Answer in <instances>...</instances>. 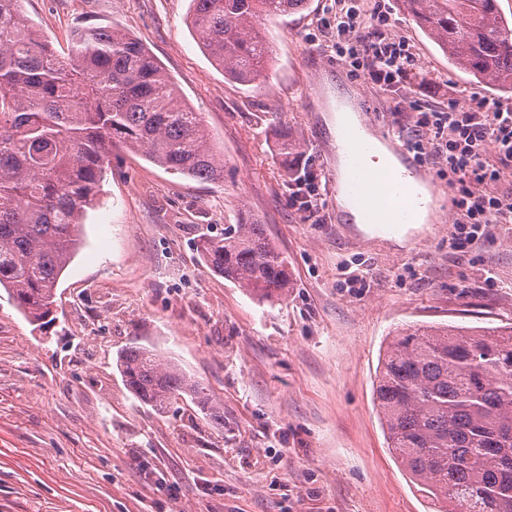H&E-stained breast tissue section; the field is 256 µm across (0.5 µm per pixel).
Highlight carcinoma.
<instances>
[{"mask_svg":"<svg viewBox=\"0 0 512 512\" xmlns=\"http://www.w3.org/2000/svg\"><path fill=\"white\" fill-rule=\"evenodd\" d=\"M307 0H191L201 47L242 84L266 76L272 50L260 18ZM455 67L512 89V26L497 0H401ZM199 180L224 175L201 114L137 39L89 25L61 57L24 0H0V288L38 327L55 321L59 279L80 245L112 146ZM303 142L278 134L283 161ZM209 269L260 300H285L288 260L266 226L240 214L202 238ZM134 398L160 412L189 400L218 431L224 405L199 380L139 345L118 356ZM375 402L388 446L410 479L448 512H512V326L410 325L381 358Z\"/></svg>","mask_w":512,"mask_h":512,"instance_id":"cac0c4a2","label":"carcinoma"}]
</instances>
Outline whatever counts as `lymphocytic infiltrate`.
Returning <instances> with one entry per match:
<instances>
[{"mask_svg":"<svg viewBox=\"0 0 512 512\" xmlns=\"http://www.w3.org/2000/svg\"><path fill=\"white\" fill-rule=\"evenodd\" d=\"M331 23L340 37L360 28L372 32L336 49L355 73L387 89L410 80L415 63L408 44L376 34L387 23L380 10L364 11L360 0H336ZM415 126L418 134L406 144L416 155L447 162L457 221L469 225L468 239L478 238L488 225L512 224V195L494 189L503 169L512 168V106L485 100L452 103L444 112L417 113Z\"/></svg>","mask_w":512,"mask_h":512,"instance_id":"1","label":"lymphocytic infiltrate"}]
</instances>
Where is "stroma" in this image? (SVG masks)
Masks as SVG:
<instances>
[{
    "label": "stroma",
    "instance_id": "1",
    "mask_svg": "<svg viewBox=\"0 0 512 512\" xmlns=\"http://www.w3.org/2000/svg\"><path fill=\"white\" fill-rule=\"evenodd\" d=\"M409 43L413 79L390 91L352 72L324 21L334 0L266 19L269 77L225 76L189 25L190 0H25L59 53L70 34L107 25L140 40L195 111L224 159L198 181L114 146L44 329L0 288V512H433L387 449L373 399L390 333L409 324H512V224L465 249L448 214V165L432 167L437 214L404 234L336 220V102L372 124L512 91L477 82L399 0H363ZM305 143L283 164L275 122ZM313 175L318 212L292 199ZM249 212L288 258L287 299L260 301L201 262L196 243ZM136 343L178 364L224 403L215 430L191 402L140 404L117 366Z\"/></svg>",
    "mask_w": 512,
    "mask_h": 512
}]
</instances>
